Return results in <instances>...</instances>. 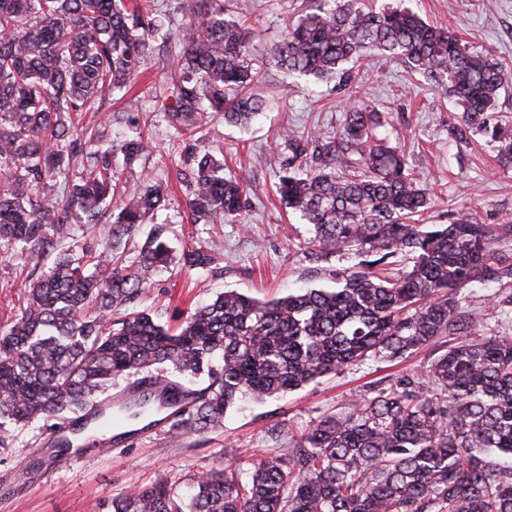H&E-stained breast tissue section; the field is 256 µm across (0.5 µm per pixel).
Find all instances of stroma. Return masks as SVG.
<instances>
[{
	"label": "stroma",
	"mask_w": 512,
	"mask_h": 512,
	"mask_svg": "<svg viewBox=\"0 0 512 512\" xmlns=\"http://www.w3.org/2000/svg\"><path fill=\"white\" fill-rule=\"evenodd\" d=\"M416 11L425 21L445 26L476 50L492 51L512 74V0H390ZM251 22L256 32L252 54L258 80L254 90L268 106L248 128L224 122L211 126L206 140L224 152V169L248 185L249 205L236 223L194 224L186 208L189 189L183 174L190 162L169 127L156 93L174 69L171 52L148 58L146 73L129 94L114 93L102 108L105 133L113 143L149 125L155 148L126 165L115 161L119 186L112 200L120 209L123 191L141 174L166 185L168 195L147 224L123 241L127 257H135L156 225H166L175 252L200 248L211 252V267L178 272L158 271L141 294L136 307L160 315L176 325L191 304L217 293L236 290L259 300L280 298L307 288H331V269L356 264L348 256L329 266L305 261L303 251L309 224L280 202L276 193L285 146L281 127L299 132L329 130L343 120L345 96L337 80L311 76L297 80L285 91L284 76L270 66V52L285 27L304 6L303 0H253ZM361 93L385 112L379 134L401 146L411 172L430 188L433 203L422 217L426 224H446L451 212L468 207L484 224H512V168H502L498 144L479 133L459 141L448 133L460 111L454 99L422 75L409 73L404 64L384 58L370 61L363 70ZM22 245L0 246V320L18 313L19 288L28 273ZM435 356L434 348L420 350L402 361L369 359L345 367L298 390L261 402L239 401L224 416L221 428L202 434L155 437L141 432L112 441L105 451H85L78 461L58 462L45 440L54 419H38L16 430L12 445L0 453V512H104L112 498L133 489L167 480L179 492L190 491L192 480L234 459L247 473L252 459L288 447L293 436L321 418L342 411L371 383L399 370L423 369ZM242 457H234L237 449Z\"/></svg>",
	"instance_id": "35a3bbf8"
}]
</instances>
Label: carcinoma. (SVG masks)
<instances>
[{"instance_id":"1","label":"carcinoma","mask_w":512,"mask_h":512,"mask_svg":"<svg viewBox=\"0 0 512 512\" xmlns=\"http://www.w3.org/2000/svg\"><path fill=\"white\" fill-rule=\"evenodd\" d=\"M248 0H190L173 32L174 77L164 112L190 159L193 222L222 224L245 210V182L224 175L205 148L214 119L247 124L264 109L253 92ZM161 26L156 0H0V242L25 244L28 274L20 313L0 322V449L31 420L78 414L120 376L208 385L175 427L201 434L224 423L236 400H263L373 357L394 362L434 346L423 370L381 380L345 410L317 421L291 445L252 463L247 481L227 465L194 481L185 498L158 480L112 499L110 512H512V327L478 336L482 318L462 305L472 282L497 283V309L512 312L511 224H482L459 209L449 224H421L430 192L398 146L378 136L385 118L343 68L377 55L400 60L443 89L462 111L454 138L482 132L500 142L512 168V140L490 125L509 75L410 10L365 0H308L271 55L287 77L339 76L348 102L340 126L299 135L284 129L288 157L277 193L312 225L311 262L362 255L334 270L337 287L260 301L236 290L188 308L171 327L127 309L157 270L174 262L207 268L213 254L172 255L154 228L129 260L121 240L165 200L139 180L119 213L112 161L143 157L145 125L112 145L82 121L129 86L153 53ZM112 254L64 245L70 225L96 229L104 216ZM413 254L396 273L391 259Z\"/></svg>"}]
</instances>
